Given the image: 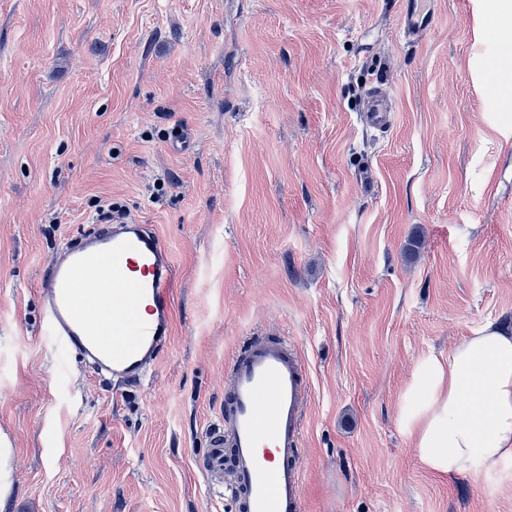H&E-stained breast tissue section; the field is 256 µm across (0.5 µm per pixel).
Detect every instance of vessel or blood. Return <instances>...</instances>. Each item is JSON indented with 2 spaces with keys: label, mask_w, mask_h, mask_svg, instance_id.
I'll use <instances>...</instances> for the list:
<instances>
[{
  "label": "vessel or blood",
  "mask_w": 512,
  "mask_h": 512,
  "mask_svg": "<svg viewBox=\"0 0 512 512\" xmlns=\"http://www.w3.org/2000/svg\"><path fill=\"white\" fill-rule=\"evenodd\" d=\"M419 0H404L400 29L422 32ZM390 98L369 89L365 122L387 125ZM106 268V285L77 272ZM173 265L155 232L129 222L100 225L81 248L51 260L43 281V333L78 349L93 370L120 383L142 381L161 358L172 335ZM94 305L93 317L79 314L77 292ZM310 395L309 373L288 340L250 338L228 367L224 423L210 431L199 470L225 485L238 512H303V480L297 463L303 417Z\"/></svg>",
  "instance_id": "1"
}]
</instances>
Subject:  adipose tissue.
Instances as JSON below:
<instances>
[{"mask_svg":"<svg viewBox=\"0 0 512 512\" xmlns=\"http://www.w3.org/2000/svg\"><path fill=\"white\" fill-rule=\"evenodd\" d=\"M402 421L420 463L455 477L512 457V330L486 323L412 370Z\"/></svg>","mask_w":512,"mask_h":512,"instance_id":"ef3b65f1","label":"adipose tissue"}]
</instances>
